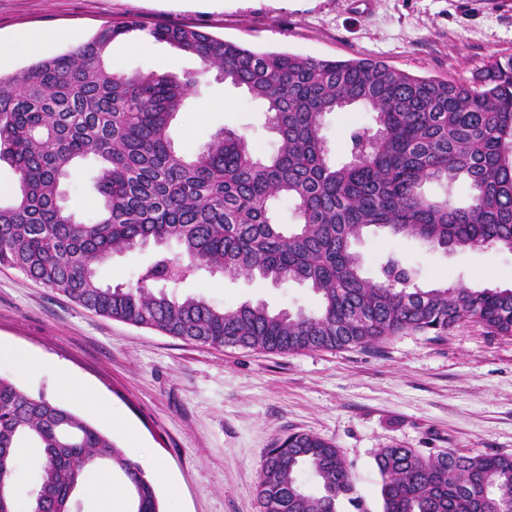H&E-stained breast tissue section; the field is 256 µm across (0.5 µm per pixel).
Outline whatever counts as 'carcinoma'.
I'll list each match as a JSON object with an SVG mask.
<instances>
[{
  "instance_id": "carcinoma-1",
  "label": "carcinoma",
  "mask_w": 512,
  "mask_h": 512,
  "mask_svg": "<svg viewBox=\"0 0 512 512\" xmlns=\"http://www.w3.org/2000/svg\"><path fill=\"white\" fill-rule=\"evenodd\" d=\"M108 25L68 54L0 76V162L17 173L0 204V264L112 320L183 341L272 353L378 347L393 336L448 335L476 323L512 337V287L422 288L389 258L366 278L353 243L370 227L417 237L444 250L512 252V59L488 61L468 80L417 77L367 58L326 60L255 52L184 24L150 37L198 57L195 74H117L110 47L141 30ZM217 76L267 105L277 137L259 156L223 128L192 156L175 150L171 121L199 77ZM361 107L375 126L349 135L350 158L336 164L322 134L332 112ZM98 161L97 220L83 223L64 204L73 164ZM446 188L436 200L425 184ZM466 188L459 205L454 187ZM293 203L296 223L275 222L273 203ZM174 240L181 255L159 254L134 287L102 285L97 265L116 252ZM259 275L312 289L313 311L235 308L178 296L199 271ZM42 450L28 512H70L87 466L121 472L141 512H160L154 485L98 427L42 395L0 378V495L16 451ZM383 512H512V455L442 449L428 455L393 444L377 450ZM308 472L314 487L300 475ZM355 496L336 446L292 433L266 452L257 487L260 512H338Z\"/></svg>"
}]
</instances>
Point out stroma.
<instances>
[{
  "label": "stroma",
  "instance_id": "1",
  "mask_svg": "<svg viewBox=\"0 0 512 512\" xmlns=\"http://www.w3.org/2000/svg\"><path fill=\"white\" fill-rule=\"evenodd\" d=\"M141 23L109 64L131 74L200 71L201 63L154 42L153 64L136 45L144 29L187 24L245 48L317 59L371 58L415 76L471 77L490 59L512 57V0H0V42L23 33L68 30L88 42L103 26ZM372 113L334 112L323 120L333 160L348 161L351 128ZM244 134L259 153L275 135L265 105L203 74L170 125L176 149L193 154L219 129ZM96 162L76 165L63 185L79 221L98 214ZM366 277L389 254L402 256L418 283L512 285V253L495 248L444 250L416 238L368 233L356 243ZM148 244L113 254L97 267L105 284H136L156 258ZM213 305L262 302L274 311L313 310L303 285L199 272L182 289ZM0 341L26 350L35 367L0 377L52 399L62 374L98 396L96 408L66 406L106 433L155 480L162 512H258L256 490L267 448L303 432L333 442L349 464L366 512H383L377 449L399 443L423 453L451 449L512 455V338L477 324L447 336H395L378 348L263 353L190 343L108 319L20 271L0 266ZM178 494H171V487Z\"/></svg>",
  "mask_w": 512,
  "mask_h": 512
}]
</instances>
